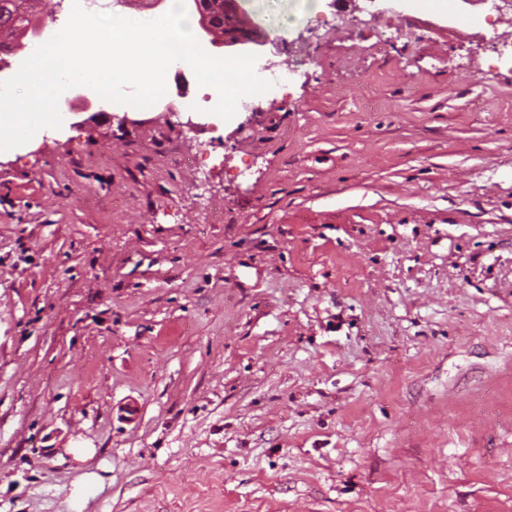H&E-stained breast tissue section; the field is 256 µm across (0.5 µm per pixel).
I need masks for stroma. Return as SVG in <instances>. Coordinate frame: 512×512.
I'll return each instance as SVG.
<instances>
[{
  "instance_id": "35a3bbf8",
  "label": "stroma",
  "mask_w": 512,
  "mask_h": 512,
  "mask_svg": "<svg viewBox=\"0 0 512 512\" xmlns=\"http://www.w3.org/2000/svg\"><path fill=\"white\" fill-rule=\"evenodd\" d=\"M237 4L270 68L350 21L0 152V512H512V66L462 0Z\"/></svg>"
}]
</instances>
